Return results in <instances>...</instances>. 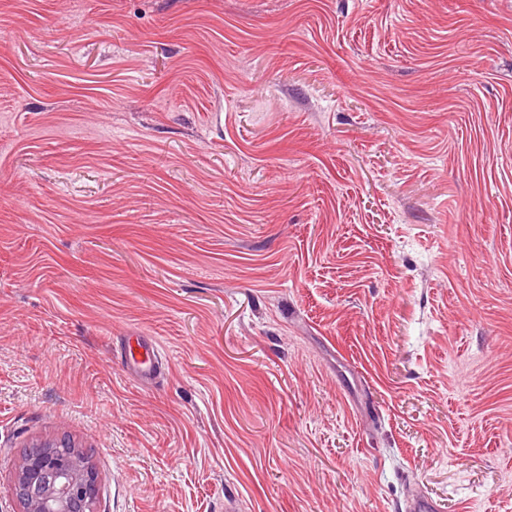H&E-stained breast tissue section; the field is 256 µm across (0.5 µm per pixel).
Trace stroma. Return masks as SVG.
Instances as JSON below:
<instances>
[{"label":"stroma","mask_w":512,"mask_h":512,"mask_svg":"<svg viewBox=\"0 0 512 512\" xmlns=\"http://www.w3.org/2000/svg\"><path fill=\"white\" fill-rule=\"evenodd\" d=\"M63 437L97 512H512V0H0V512ZM159 351L147 337L136 338V345L128 342L119 359L123 367L143 382H152L157 377Z\"/></svg>","instance_id":"1"}]
</instances>
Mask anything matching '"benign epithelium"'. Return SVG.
I'll return each instance as SVG.
<instances>
[{"mask_svg":"<svg viewBox=\"0 0 512 512\" xmlns=\"http://www.w3.org/2000/svg\"><path fill=\"white\" fill-rule=\"evenodd\" d=\"M11 486L20 512H95L99 492L90 457L65 440L27 449Z\"/></svg>","mask_w":512,"mask_h":512,"instance_id":"7a95c632","label":"benign epithelium"}]
</instances>
